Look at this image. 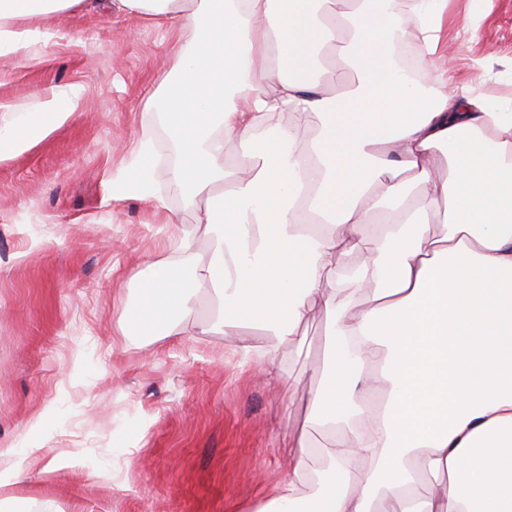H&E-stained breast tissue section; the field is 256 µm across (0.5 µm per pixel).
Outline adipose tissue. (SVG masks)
I'll use <instances>...</instances> for the list:
<instances>
[{
	"instance_id": "1",
	"label": "adipose tissue",
	"mask_w": 512,
	"mask_h": 512,
	"mask_svg": "<svg viewBox=\"0 0 512 512\" xmlns=\"http://www.w3.org/2000/svg\"><path fill=\"white\" fill-rule=\"evenodd\" d=\"M78 0H0V55L47 43L49 19ZM112 0L191 35L159 110L178 150L170 179L200 212L171 259L151 263L126 330L196 323L257 326L236 343L255 374L278 379L282 346L309 313L327 316L326 366L306 424L336 439L311 469L307 435L253 512H512V113L493 98L418 81L395 63L415 39L434 57L448 0ZM338 52L351 79L331 94ZM78 89L0 113V162L72 117ZM321 117L318 134L300 131ZM274 137L242 170L227 145ZM142 135L113 199L166 211ZM214 234L209 262L195 250ZM373 292L357 294L364 284ZM432 495L419 496L418 480Z\"/></svg>"
}]
</instances>
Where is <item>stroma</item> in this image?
I'll return each mask as SVG.
<instances>
[{"label": "stroma", "instance_id": "obj_1", "mask_svg": "<svg viewBox=\"0 0 512 512\" xmlns=\"http://www.w3.org/2000/svg\"><path fill=\"white\" fill-rule=\"evenodd\" d=\"M440 36L450 60L436 71L511 111L512 0H448ZM187 45L178 28L82 0L47 44L0 57L1 102L81 89L65 125L0 163V448L24 447L15 470L0 471L5 512L40 501L57 512H244L285 473L304 427L325 360L323 311L285 343L278 383L252 376L206 315L189 332L120 329L140 296L133 270L171 258V237L195 221L176 196V225L138 198L110 197L142 132L156 153L169 147L157 96Z\"/></svg>", "mask_w": 512, "mask_h": 512}]
</instances>
